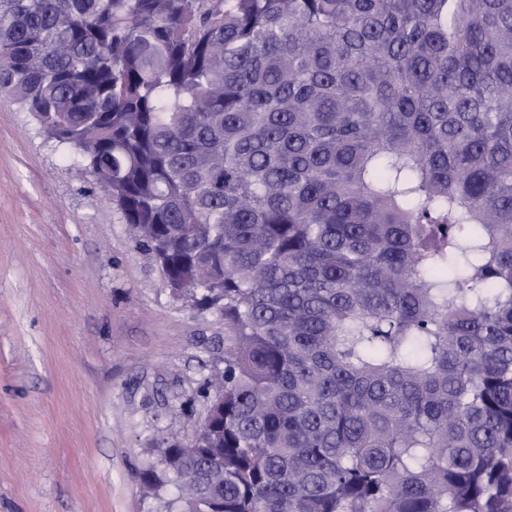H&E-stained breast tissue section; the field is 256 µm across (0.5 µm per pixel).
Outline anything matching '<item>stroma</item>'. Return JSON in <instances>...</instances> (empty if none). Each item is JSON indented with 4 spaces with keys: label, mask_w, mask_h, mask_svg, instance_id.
I'll return each instance as SVG.
<instances>
[{
    "label": "stroma",
    "mask_w": 512,
    "mask_h": 512,
    "mask_svg": "<svg viewBox=\"0 0 512 512\" xmlns=\"http://www.w3.org/2000/svg\"><path fill=\"white\" fill-rule=\"evenodd\" d=\"M75 153L0 96V512H160L141 476L224 369V317L173 299Z\"/></svg>",
    "instance_id": "stroma-1"
}]
</instances>
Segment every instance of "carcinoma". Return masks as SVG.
<instances>
[{
  "label": "carcinoma",
  "mask_w": 512,
  "mask_h": 512,
  "mask_svg": "<svg viewBox=\"0 0 512 512\" xmlns=\"http://www.w3.org/2000/svg\"><path fill=\"white\" fill-rule=\"evenodd\" d=\"M0 92L224 316L162 512H512V0H0Z\"/></svg>",
  "instance_id": "1"
}]
</instances>
